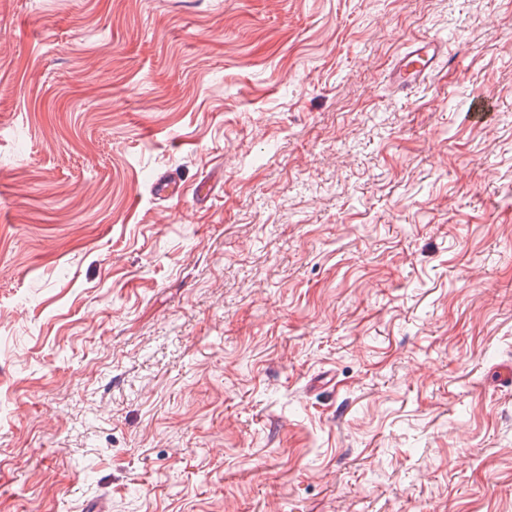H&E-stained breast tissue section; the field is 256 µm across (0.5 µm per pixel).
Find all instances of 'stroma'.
I'll return each mask as SVG.
<instances>
[{"mask_svg": "<svg viewBox=\"0 0 512 512\" xmlns=\"http://www.w3.org/2000/svg\"><path fill=\"white\" fill-rule=\"evenodd\" d=\"M511 370L512 0H0V512H512ZM406 48L387 74L389 85L401 93L428 77L448 53L445 43L436 38L416 39Z\"/></svg>", "mask_w": 512, "mask_h": 512, "instance_id": "1", "label": "stroma"}]
</instances>
